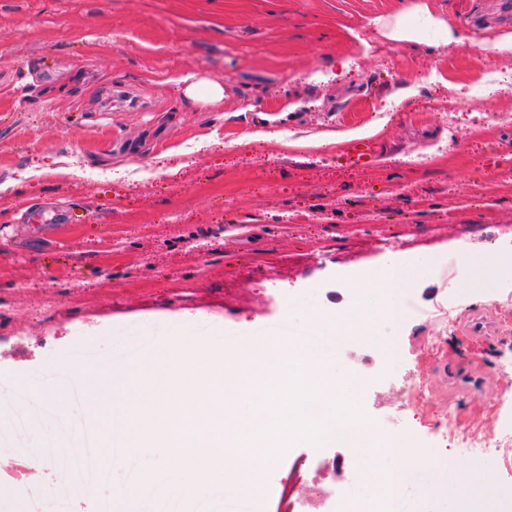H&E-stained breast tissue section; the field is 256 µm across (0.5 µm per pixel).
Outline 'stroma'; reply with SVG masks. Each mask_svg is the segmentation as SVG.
<instances>
[{"label":"stroma","instance_id":"35a3bbf8","mask_svg":"<svg viewBox=\"0 0 512 512\" xmlns=\"http://www.w3.org/2000/svg\"><path fill=\"white\" fill-rule=\"evenodd\" d=\"M484 7L0 0V405L41 419L0 433V512L13 496L103 512L158 464L146 448L92 493L62 495L78 471L29 450L68 447L89 415L73 399L51 413L38 386L147 341L305 333L315 312L374 308L347 279L397 260L418 266L400 320L328 337L330 365L363 379L375 430L512 486L501 455L462 454L443 422L453 410L490 445L512 431V280L466 262L512 253V90L493 84L512 77V51L494 48L512 19L474 26ZM420 8L436 27L390 38ZM186 77L219 81L223 99L186 98ZM360 143L372 165L351 157ZM477 315L493 328L471 340ZM451 359L482 390L449 392ZM319 452L285 449L258 512L289 476L314 479Z\"/></svg>","mask_w":512,"mask_h":512}]
</instances>
